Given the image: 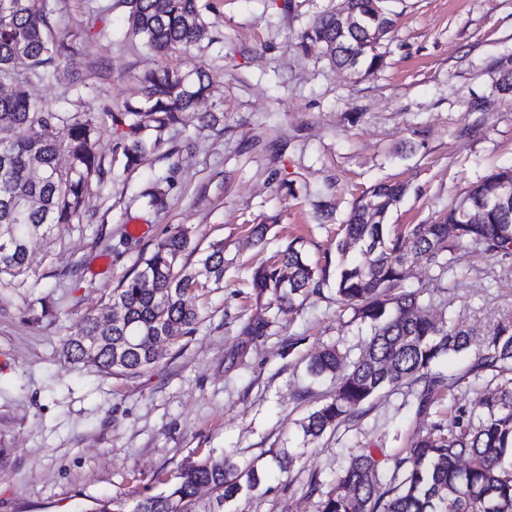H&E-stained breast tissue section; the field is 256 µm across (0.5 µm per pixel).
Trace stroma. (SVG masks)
Wrapping results in <instances>:
<instances>
[{
  "mask_svg": "<svg viewBox=\"0 0 512 512\" xmlns=\"http://www.w3.org/2000/svg\"><path fill=\"white\" fill-rule=\"evenodd\" d=\"M201 2L213 42L160 56L129 34L124 0H43L53 36L75 54L28 85L32 102L104 112L136 99L144 72L201 69L215 89L199 109L224 122L175 125L129 170L103 125L96 152L108 174L92 183L80 223L33 239L26 272L0 276V512H88L101 500L131 512L140 493L165 490L181 465L224 448L260 466L283 448L297 457L267 493L242 492L224 512H321L350 452L375 449L390 477L391 454L428 424L404 384L375 395L359 422L305 443L301 420L334 388L308 375L310 356L333 344L357 356L370 334L330 288L277 316L242 360L229 355L241 320L261 312L253 265L297 238L309 264L334 267L338 228L371 186L405 182L387 218L403 228L432 223L512 167V95L498 69L512 56V0H390L383 61L356 73L300 46L341 0ZM161 178L166 205L153 208L143 193ZM253 224L270 225L264 244L248 236ZM182 227L184 262L198 266L217 242L227 261L222 286L199 299L196 332L134 376L70 363L63 343L83 317ZM402 274L424 314L475 338L512 321V255L464 247L448 273L410 263Z\"/></svg>",
  "mask_w": 512,
  "mask_h": 512,
  "instance_id": "stroma-1",
  "label": "stroma"
}]
</instances>
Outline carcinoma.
I'll list each match as a JSON object with an SVG mask.
<instances>
[{"mask_svg":"<svg viewBox=\"0 0 512 512\" xmlns=\"http://www.w3.org/2000/svg\"><path fill=\"white\" fill-rule=\"evenodd\" d=\"M388 0H342L340 7L318 17L304 33L301 47L321 50L329 63L350 71L374 68L383 58L382 41L395 25ZM132 36L157 54L185 51L208 37L199 0H125ZM352 13L340 27L338 16ZM74 48L55 39L41 0H0V84L12 90L0 95V274L18 276L27 268L28 243L61 224L80 219L92 178L103 182L105 171L94 151V138L107 122L122 128L113 151L125 168L139 165L164 143L162 133L185 121L214 127L222 112H197L210 95L212 75L202 70L161 69L139 78L136 102L113 112H49L30 101L25 87L55 76L51 67L69 58ZM38 126L36 138L19 139L15 130ZM512 168L486 176L473 185L460 206L442 213L432 224H411L392 231L384 218L405 192L400 182L380 183L361 196L342 225L336 249L334 279L306 263L294 239L281 256L258 266L252 277L256 303L290 314L311 294L333 282L336 297L369 324L371 336L359 357L346 362L335 346L310 357L313 378L336 380L330 396L301 421L310 443L342 423L360 420L364 405L384 388L404 383L413 392L415 414L432 415L445 391L461 385L433 371L437 359L467 350L469 332L448 320L421 314L420 292L402 284L400 268L409 261L445 269L462 245L487 252L512 250ZM482 214L479 224L460 219V208ZM187 232L163 239L113 289L110 305L86 315L68 337L64 353L72 363H89L99 371L134 376L157 362L153 343L175 344L195 333L199 308L195 301L210 285L224 280V245L216 243L201 267L182 263ZM120 310V318L109 319ZM272 321L250 317L242 323L241 343H259L271 336ZM97 341L94 353L83 338ZM470 371H489L478 405L459 407L450 419L433 421L414 432L406 447L392 455L393 472L385 481L367 448L350 453L346 467L322 505V512H512V322L497 325L484 337ZM270 470L242 466L237 452H209L179 468L166 491L142 493L132 512H224L243 490L255 491ZM212 493L207 507L197 510L198 491Z\"/></svg>","mask_w":512,"mask_h":512,"instance_id":"obj_1","label":"carcinoma"}]
</instances>
